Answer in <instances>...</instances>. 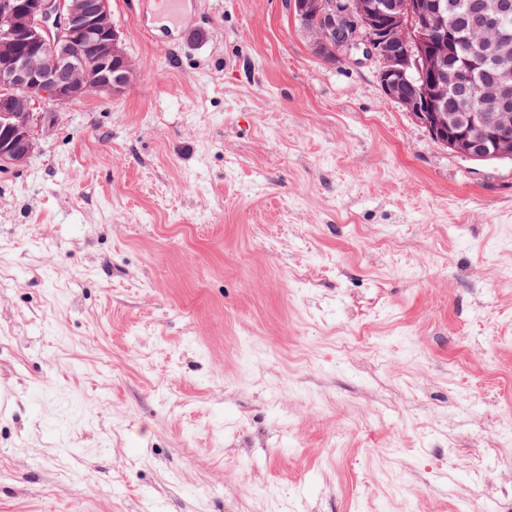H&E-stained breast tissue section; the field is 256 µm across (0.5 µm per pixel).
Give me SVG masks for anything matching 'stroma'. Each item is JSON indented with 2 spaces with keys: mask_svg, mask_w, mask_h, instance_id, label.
Instances as JSON below:
<instances>
[{
  "mask_svg": "<svg viewBox=\"0 0 512 512\" xmlns=\"http://www.w3.org/2000/svg\"><path fill=\"white\" fill-rule=\"evenodd\" d=\"M0 168V512H507L512 160L289 0H192ZM185 0H158L157 3L161 2L164 6L163 14L161 17V21L167 22V24H163L158 27V30L162 35H158L152 31V34L158 41H164L165 38H168L171 34L169 31L171 29H178L182 27L185 23L184 12L182 9V5Z\"/></svg>",
  "mask_w": 512,
  "mask_h": 512,
  "instance_id": "obj_1",
  "label": "stroma"
}]
</instances>
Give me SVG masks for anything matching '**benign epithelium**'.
I'll list each match as a JSON object with an SVG mask.
<instances>
[{
  "mask_svg": "<svg viewBox=\"0 0 512 512\" xmlns=\"http://www.w3.org/2000/svg\"><path fill=\"white\" fill-rule=\"evenodd\" d=\"M316 5L326 29L347 32L336 44L348 61L356 53L375 64L384 95L426 127L449 150L481 161L512 147V0H481L467 42L486 44L490 33L500 49L487 83L476 96H461L465 126L447 122L453 73L483 68L486 57L460 47L458 23L443 0H294L297 11ZM94 46V69L80 50ZM110 0H0V166L18 168L39 150L41 137L57 123L55 108L93 93H122L135 64L120 47ZM120 57L124 65L112 61ZM418 85L416 95L404 88Z\"/></svg>",
  "mask_w": 512,
  "mask_h": 512,
  "instance_id": "7a95c632",
  "label": "benign epithelium"
}]
</instances>
